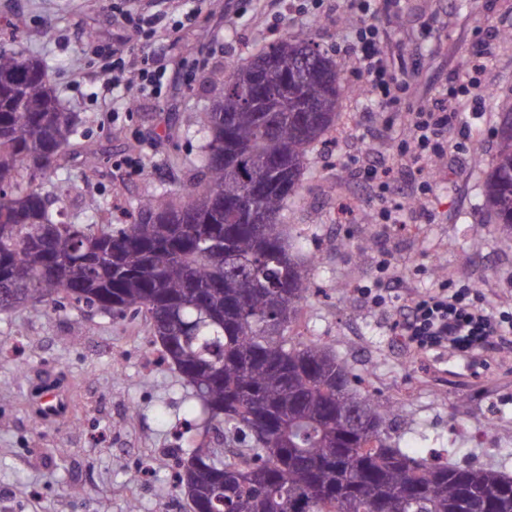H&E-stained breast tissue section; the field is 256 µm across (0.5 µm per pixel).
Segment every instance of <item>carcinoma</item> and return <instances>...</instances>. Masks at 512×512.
Returning a JSON list of instances; mask_svg holds the SVG:
<instances>
[{
	"instance_id": "obj_1",
	"label": "carcinoma",
	"mask_w": 512,
	"mask_h": 512,
	"mask_svg": "<svg viewBox=\"0 0 512 512\" xmlns=\"http://www.w3.org/2000/svg\"><path fill=\"white\" fill-rule=\"evenodd\" d=\"M47 61L0 43V312L59 296L100 312L145 313L162 356L210 416L178 457L209 512H512V476L411 457L393 442L389 406L358 389L327 345L290 326L314 288L284 224L305 161L335 127L344 69L310 39L282 35L244 65L209 77L212 103L197 173L177 196L139 202L134 222L96 233L64 219L38 176L79 144L76 117ZM481 196L512 236V110ZM282 165L259 195L248 184ZM205 470L190 476L187 457ZM224 486L217 497L213 487Z\"/></svg>"
}]
</instances>
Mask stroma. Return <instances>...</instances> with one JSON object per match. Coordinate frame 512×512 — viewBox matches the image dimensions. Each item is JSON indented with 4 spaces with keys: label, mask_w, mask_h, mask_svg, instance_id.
Segmentation results:
<instances>
[{
    "label": "stroma",
    "mask_w": 512,
    "mask_h": 512,
    "mask_svg": "<svg viewBox=\"0 0 512 512\" xmlns=\"http://www.w3.org/2000/svg\"><path fill=\"white\" fill-rule=\"evenodd\" d=\"M0 0V43L15 40L52 63L61 104L74 112L98 163L81 154L43 181L70 189L71 222L96 225L95 200L112 221L127 224L144 198L175 191L194 174L202 145L189 115L210 108L212 69L247 61L283 34H304L345 69V94L331 149L308 156L300 200L287 223L307 228L319 247L313 268L320 295L302 307V341L330 345L366 377L373 396L397 402L389 420L398 447L423 458L441 453L457 465H494L512 474V335L474 361L393 342L397 309L438 283H469L494 314L512 317V238L501 237L479 203L496 153L493 129L512 106V0H401L380 16L385 54L409 75L407 111L443 98L462 64L490 47L488 93L456 104L448 155L430 164L431 189L401 210L396 224L362 222L381 207L380 191L347 165L371 152L397 182L417 172L398 154L408 135L396 112L366 113L368 89L340 46L357 27L341 0ZM162 10L179 20L167 81L158 98L128 87L127 110L112 109L103 85L104 59L88 46L136 58L143 44L120 20L126 11ZM81 65L67 66L71 57ZM390 256L397 286L387 307L373 306L362 289ZM145 316L82 312L67 301L20 305L0 312V512H191L173 486L172 449L187 447L182 424L194 405L176 367L149 360L155 352ZM27 369L18 379L17 365ZM67 395L69 406L46 420L38 407L44 388ZM490 429L493 438L476 437ZM79 496H72V488Z\"/></svg>",
    "instance_id": "stroma-1"
}]
</instances>
